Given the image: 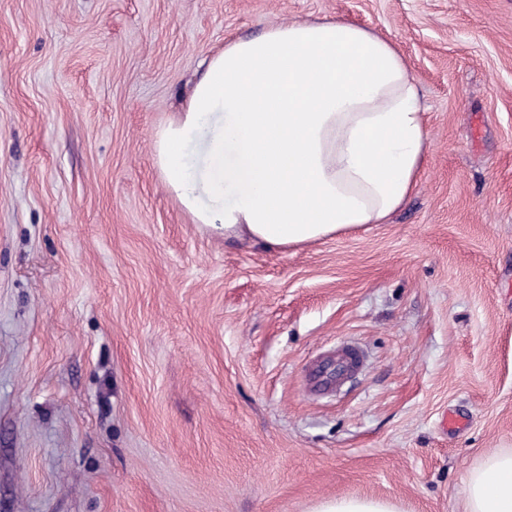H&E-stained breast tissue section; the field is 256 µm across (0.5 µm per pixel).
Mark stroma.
Returning <instances> with one entry per match:
<instances>
[{
	"instance_id": "1",
	"label": "stroma",
	"mask_w": 512,
	"mask_h": 512,
	"mask_svg": "<svg viewBox=\"0 0 512 512\" xmlns=\"http://www.w3.org/2000/svg\"><path fill=\"white\" fill-rule=\"evenodd\" d=\"M336 18L420 88L413 195L288 251L192 224L152 135L202 60ZM345 343L364 368L314 391ZM503 448L512 0H0V512H462ZM316 512H399L395 504L370 498H336L322 503Z\"/></svg>"
}]
</instances>
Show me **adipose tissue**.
Segmentation results:
<instances>
[{
    "label": "adipose tissue",
    "mask_w": 512,
    "mask_h": 512,
    "mask_svg": "<svg viewBox=\"0 0 512 512\" xmlns=\"http://www.w3.org/2000/svg\"><path fill=\"white\" fill-rule=\"evenodd\" d=\"M152 140L192 223L288 250L387 223L418 185L429 130L394 43L338 18L228 41ZM464 512H512V449L469 472Z\"/></svg>",
    "instance_id": "adipose-tissue-1"
}]
</instances>
